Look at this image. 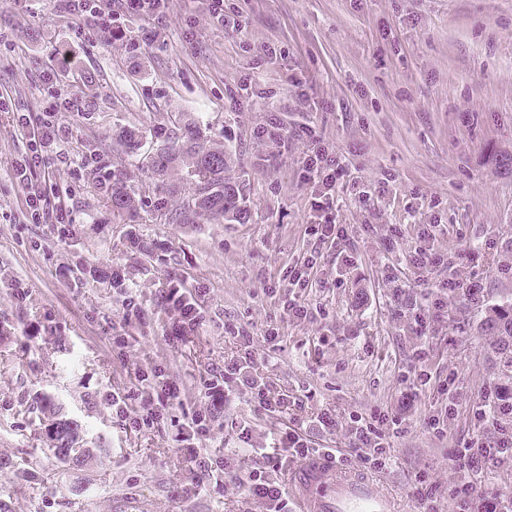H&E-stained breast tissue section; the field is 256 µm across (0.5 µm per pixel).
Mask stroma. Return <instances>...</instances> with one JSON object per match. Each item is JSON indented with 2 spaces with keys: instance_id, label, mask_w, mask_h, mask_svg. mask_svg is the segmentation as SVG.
I'll return each mask as SVG.
<instances>
[{
  "instance_id": "35a3bbf8",
  "label": "stroma",
  "mask_w": 512,
  "mask_h": 512,
  "mask_svg": "<svg viewBox=\"0 0 512 512\" xmlns=\"http://www.w3.org/2000/svg\"><path fill=\"white\" fill-rule=\"evenodd\" d=\"M205 6L170 0L146 43L141 20L125 22L120 38L75 39L53 0H0L10 40L0 46V89L12 99L0 109V504L7 512H267L243 480L279 434L301 428L311 447L348 454L343 424L396 411L402 374L422 346L434 380L455 373L457 410L436 436L428 420L445 398L435 384L424 389L392 440V465L372 477L397 512H422L414 477L429 472L439 512H453L448 449L496 440L495 426L475 427L472 407L490 389L512 388L500 338L484 325L492 308L512 304V0H224L228 18L242 22L238 33L211 22ZM51 67L61 95L87 77L95 84L87 110L64 115L71 134L45 172L74 219L63 238L26 220L9 170L29 141L12 109L40 111L36 80ZM190 116L224 147L244 222H165L153 174L134 166L130 184L143 204L119 215L93 171L74 168L90 153L119 162L112 137L120 128L140 129L147 151L157 138L184 136ZM272 123L311 129L347 169L335 189L336 221L350 238L323 248L311 271L303 293L317 312L311 320L288 318L275 289L310 253L306 229L318 213L301 169L314 138L292 140L267 166L273 144L261 131ZM425 232L443 264H413ZM133 235L147 250L131 246ZM388 237L394 249L385 248ZM461 254V274L483 277L480 301L441 295ZM116 267L145 323L124 321V296L108 279ZM175 278L203 312L178 339L157 306ZM418 315L427 335L416 333ZM33 322L41 333L26 335ZM228 323L237 335L225 333ZM271 328L279 332L272 344ZM116 336L124 345L113 344ZM248 344L259 378L292 406L264 411L248 388L233 390L189 452L177 434L204 409V380ZM163 374L183 387L163 420L133 428L117 417L113 394L152 389ZM40 400L78 421L89 462L69 465L48 451L28 409ZM324 412L336 417L334 433L310 425ZM228 470L238 482H225ZM190 484L198 493L182 496Z\"/></svg>"
}]
</instances>
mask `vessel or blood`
<instances>
[{"label":"vessel or blood","instance_id":"obj_1","mask_svg":"<svg viewBox=\"0 0 512 512\" xmlns=\"http://www.w3.org/2000/svg\"><path fill=\"white\" fill-rule=\"evenodd\" d=\"M295 477L301 512H396L379 483L335 471L327 458L305 462Z\"/></svg>","mask_w":512,"mask_h":512}]
</instances>
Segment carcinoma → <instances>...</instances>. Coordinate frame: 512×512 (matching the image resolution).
I'll use <instances>...</instances> for the list:
<instances>
[{
    "label": "carcinoma",
    "instance_id": "carcinoma-1",
    "mask_svg": "<svg viewBox=\"0 0 512 512\" xmlns=\"http://www.w3.org/2000/svg\"><path fill=\"white\" fill-rule=\"evenodd\" d=\"M140 145L139 132L133 128L122 129L114 138V147L127 150L129 155L135 154ZM140 164L158 176L157 203L168 223L222 224L228 218L246 219L239 188L226 176L224 149L206 146L199 130L186 140L174 137L151 149ZM181 183L189 185L191 193L180 194ZM107 195L112 209L119 213L134 212L142 203L121 168L112 170ZM486 325L504 337L499 347L500 362L512 369V305L494 310ZM39 412L50 451L60 460L71 462L75 448L83 441L80 425L51 405L41 406Z\"/></svg>",
    "mask_w": 512,
    "mask_h": 512
}]
</instances>
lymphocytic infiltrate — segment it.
Here are the masks:
<instances>
[{"label": "lymphocytic infiltrate", "mask_w": 512, "mask_h": 512, "mask_svg": "<svg viewBox=\"0 0 512 512\" xmlns=\"http://www.w3.org/2000/svg\"><path fill=\"white\" fill-rule=\"evenodd\" d=\"M168 0H55L57 12L72 17L76 22L75 37L89 32L104 36L118 37L123 33L121 21L127 17L141 20L156 19L167 9ZM52 75L41 74L38 91L43 99L39 113L15 111L14 122L22 132L30 136L28 150L13 158L10 171L14 181L25 191L26 213L34 221L52 225L59 235H66L72 222L70 215L62 207L56 206L53 189L38 179L40 172L51 166L57 148L68 138L69 128L62 119L63 113L81 112L86 108L82 95L72 94L62 99L56 94ZM345 172L339 159L332 157L325 148L312 145L303 169V179L312 184L315 193V206L322 211L319 223L309 225L308 233L315 247L337 244L348 240L347 225L337 223L333 212V191L336 182ZM161 305L170 316L168 335L172 338L184 336L194 330L199 323L200 310L192 296L185 289L173 286L161 296ZM253 367L251 355L215 368L207 384L209 407L206 414H194L183 424L181 440L196 439L210 432V423L220 414L229 398L234 384L248 386L251 398L259 408L272 410L286 406L282 396L273 395L266 384L250 377ZM430 382L424 370L413 372V385L402 394L401 410L396 414L374 412L368 416L352 418L346 434L350 451L344 455V463L356 462L374 470L387 468L392 462L391 438L397 435L405 422V409L415 401L419 390ZM182 387L178 382L168 380L161 387L160 395H141L137 409H130L126 396L116 394L112 405L118 415L128 418L132 427H140L157 419L161 403L172 404L181 398ZM280 443L282 453L266 454L263 464L250 473L246 483L249 497L269 502L271 512H292L288 496L282 487L270 480L271 472L278 470L284 457L306 459L313 456L307 438L298 430L285 433ZM448 459L458 467L460 477L448 488V496L455 512H512V492L508 490H485L477 487L469 478L475 469H491L505 460H512V430L500 427L498 438L490 444L466 442L449 449Z\"/></svg>", "instance_id": "obj_1"}]
</instances>
